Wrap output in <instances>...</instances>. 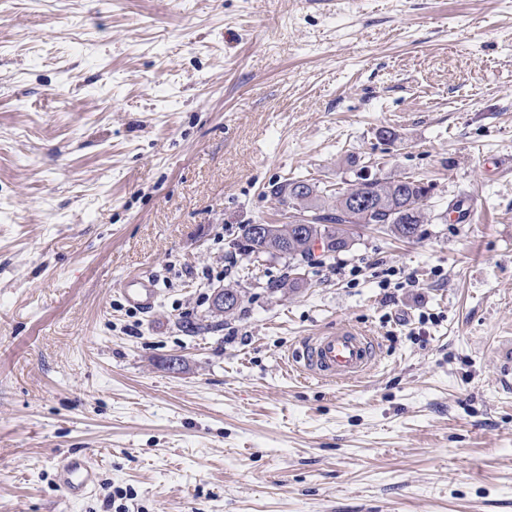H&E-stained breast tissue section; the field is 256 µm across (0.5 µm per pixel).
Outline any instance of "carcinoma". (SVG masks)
<instances>
[{
	"instance_id": "cac0c4a2",
	"label": "carcinoma",
	"mask_w": 512,
	"mask_h": 512,
	"mask_svg": "<svg viewBox=\"0 0 512 512\" xmlns=\"http://www.w3.org/2000/svg\"><path fill=\"white\" fill-rule=\"evenodd\" d=\"M432 190L433 184L411 176L361 174L357 182L340 190L286 179L272 188L271 195L288 208V223L267 224L258 237L252 225H240L241 249L254 264L268 258L287 259L288 275L278 288L288 294L303 286L304 279L296 271L302 265H314L317 240L326 243L331 257L353 247L354 228L361 224L379 225L400 239L417 238L421 225L432 221L428 205ZM356 196L366 199L369 206H354Z\"/></svg>"
}]
</instances>
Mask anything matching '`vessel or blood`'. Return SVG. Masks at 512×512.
<instances>
[{
    "label": "vessel or blood",
    "instance_id": "b4317fda",
    "mask_svg": "<svg viewBox=\"0 0 512 512\" xmlns=\"http://www.w3.org/2000/svg\"><path fill=\"white\" fill-rule=\"evenodd\" d=\"M123 292L131 304L148 309L157 298V285L151 277L132 276L126 280ZM374 361L373 337L367 330L349 324L305 338L291 355V362L297 369L333 382L364 376ZM56 477L64 492L75 498L93 484L95 472L87 459L65 455L57 461Z\"/></svg>",
    "mask_w": 512,
    "mask_h": 512
}]
</instances>
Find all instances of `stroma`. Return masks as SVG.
Listing matches in <instances>:
<instances>
[{"label":"stroma","mask_w":512,"mask_h":512,"mask_svg":"<svg viewBox=\"0 0 512 512\" xmlns=\"http://www.w3.org/2000/svg\"><path fill=\"white\" fill-rule=\"evenodd\" d=\"M363 169L429 180L435 220L282 297L239 225ZM342 323L373 373L290 374ZM0 512H512V8L0 0ZM122 288L128 301L142 309L153 307L157 298V285L153 278L148 276L128 277ZM59 486L71 498L81 496L95 480V472L86 458L65 455L57 460Z\"/></svg>","instance_id":"stroma-1"}]
</instances>
